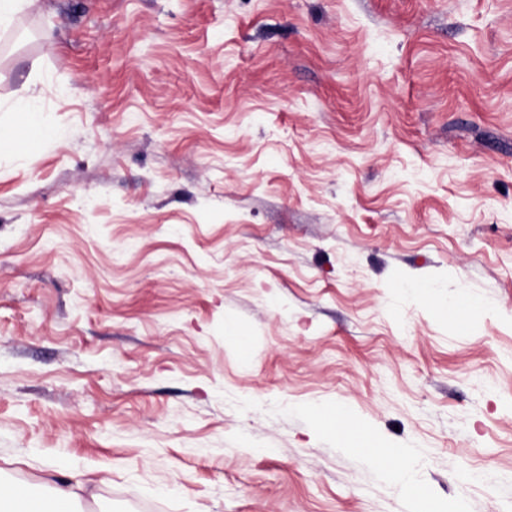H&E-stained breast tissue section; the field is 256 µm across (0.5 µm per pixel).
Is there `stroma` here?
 I'll use <instances>...</instances> for the list:
<instances>
[{"label":"stroma","instance_id":"1","mask_svg":"<svg viewBox=\"0 0 512 512\" xmlns=\"http://www.w3.org/2000/svg\"><path fill=\"white\" fill-rule=\"evenodd\" d=\"M32 97L50 135L0 144L1 479L512 512V0H37L0 126ZM377 453L369 455L370 461L380 470L392 475L403 483H409L413 478L414 468L418 463L416 457L409 459L410 454L397 453L389 461L385 458L389 454L385 448H376ZM409 459V460H408Z\"/></svg>","mask_w":512,"mask_h":512}]
</instances>
